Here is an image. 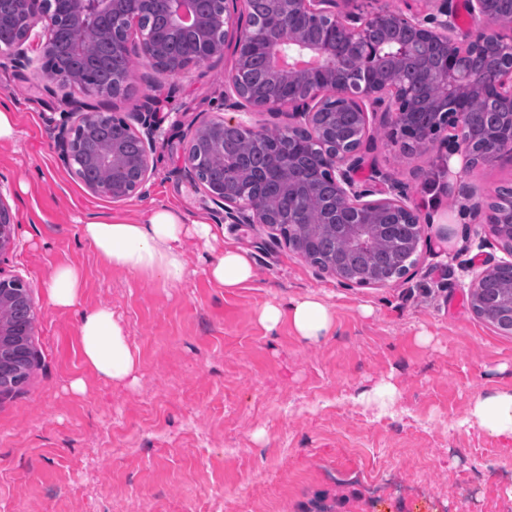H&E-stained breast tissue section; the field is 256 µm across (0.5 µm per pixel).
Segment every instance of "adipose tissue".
<instances>
[{"label":"adipose tissue","instance_id":"obj_1","mask_svg":"<svg viewBox=\"0 0 512 512\" xmlns=\"http://www.w3.org/2000/svg\"><path fill=\"white\" fill-rule=\"evenodd\" d=\"M80 233L113 267L171 283L181 281L187 273L185 242L193 239L207 246L216 237L211 225L185 223L177 210L167 206L150 209L135 223L93 216L81 224ZM206 273L222 288H239L252 282L253 265L245 252L228 247L208 264ZM83 279L77 267L55 269L46 284L50 302L61 310L78 311L82 357L96 377L116 384H136L139 356L125 325L111 308L80 310ZM284 320L297 336L310 342L332 336L336 328L333 309L314 295L294 297L285 304H266L259 314L260 323L271 332ZM465 421L490 435L512 440V389H496L476 398Z\"/></svg>","mask_w":512,"mask_h":512}]
</instances>
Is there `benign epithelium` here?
Returning a JSON list of instances; mask_svg holds the SVG:
<instances>
[{"label":"benign epithelium","mask_w":512,"mask_h":512,"mask_svg":"<svg viewBox=\"0 0 512 512\" xmlns=\"http://www.w3.org/2000/svg\"><path fill=\"white\" fill-rule=\"evenodd\" d=\"M201 0H0V31H18L7 60L30 70L51 90H65L70 105L52 132L58 159L94 196L124 200L155 175L150 153L159 131L154 100L135 112L117 114L103 103L116 85L97 83L100 57L82 34L98 33L106 61L137 57L165 72L182 74L168 44L189 45L198 67L232 48L224 73V108L288 115V124L250 127L203 120L184 154L182 172L204 197L224 209L227 224H263L308 260L319 235L362 256L386 245L402 254L387 275L353 273L340 262L318 263L321 271L350 287L382 286L406 278L416 264L423 219L400 188L377 171L361 180L365 143L380 129L408 147H438L445 161L456 157L466 172L511 154L487 141L496 134L512 141V4L508 0H464L469 27L458 22V0H405L401 10L353 11L349 0H276L265 15L229 5L216 14ZM309 55L311 69L285 67L292 56ZM262 58L267 79L253 85L245 64ZM95 99L93 106L87 100ZM306 132L299 145L284 137L270 142L273 163L256 167L240 151L210 155L212 136L246 130L263 138L270 129ZM287 196L279 210L271 194ZM478 223L491 226L511 259L482 262L469 289L470 310L482 307L495 289L490 281L512 267V196L495 195L474 206ZM17 241V224L0 194V256ZM35 319L29 287L18 276L0 274V396L26 379L35 360Z\"/></svg>","instance_id":"benign-epithelium-1"}]
</instances>
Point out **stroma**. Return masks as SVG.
Listing matches in <instances>:
<instances>
[{
  "label": "stroma",
  "mask_w": 512,
  "mask_h": 512,
  "mask_svg": "<svg viewBox=\"0 0 512 512\" xmlns=\"http://www.w3.org/2000/svg\"><path fill=\"white\" fill-rule=\"evenodd\" d=\"M232 62L228 53L171 78L135 61L134 93L113 109L158 101L156 176L145 194L115 202L90 194L50 146L62 91L34 88L31 72L0 58V100L17 127L0 144V193L20 226L0 268L30 289L37 352L26 382L0 397V512H512V442L463 422L475 398L512 387V336L468 305L471 260L503 253L473 207L448 204L453 188L474 187L481 201L511 187L512 159L468 174L445 168L437 149L375 138L368 166L429 223L408 278L343 286L268 227L225 223L179 172L202 119L267 120L225 109ZM168 204L220 232L207 248L186 242L179 283L112 268L81 237L89 216L131 220ZM227 246L254 265L253 281L233 291L204 273ZM63 264L86 273L82 308L109 306L126 325L137 385L87 370L76 315L45 293ZM307 294L333 306L334 336L310 343L288 324L270 333L259 323L264 304ZM77 377L84 393L70 388ZM383 381L397 388L388 409L360 402ZM385 461L392 480L373 488L363 475Z\"/></svg>",
  "instance_id": "1"
}]
</instances>
